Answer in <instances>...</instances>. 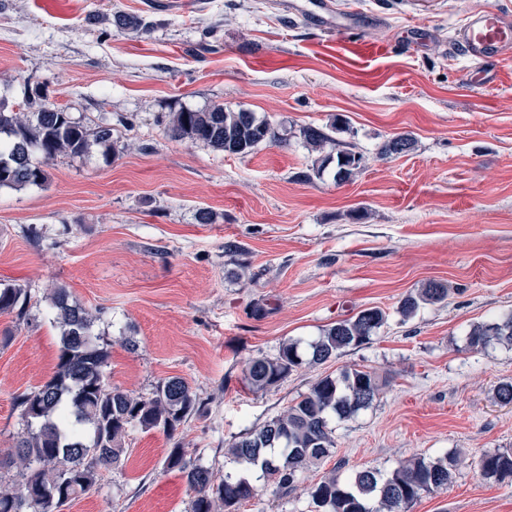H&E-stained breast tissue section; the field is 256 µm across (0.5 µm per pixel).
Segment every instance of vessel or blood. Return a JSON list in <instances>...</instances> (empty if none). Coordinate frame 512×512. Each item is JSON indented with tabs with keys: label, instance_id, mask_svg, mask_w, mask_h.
Instances as JSON below:
<instances>
[{
	"label": "vessel or blood",
	"instance_id": "obj_1",
	"mask_svg": "<svg viewBox=\"0 0 512 512\" xmlns=\"http://www.w3.org/2000/svg\"><path fill=\"white\" fill-rule=\"evenodd\" d=\"M292 9L319 29L327 28L336 17L331 0H297ZM459 42L466 56L476 62L511 55L512 17L499 11L479 13L462 29Z\"/></svg>",
	"mask_w": 512,
	"mask_h": 512
}]
</instances>
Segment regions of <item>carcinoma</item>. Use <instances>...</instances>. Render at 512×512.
I'll return each mask as SVG.
<instances>
[{"instance_id": "obj_1", "label": "carcinoma", "mask_w": 512, "mask_h": 512, "mask_svg": "<svg viewBox=\"0 0 512 512\" xmlns=\"http://www.w3.org/2000/svg\"><path fill=\"white\" fill-rule=\"evenodd\" d=\"M167 131L173 140L201 142L229 155H247L267 140L280 139L270 123L254 113L222 104L173 112ZM300 136L315 152L336 143V154L316 159L315 165L318 173L334 165L337 183L349 180L362 164V154L319 128L305 126ZM413 146L411 137L397 135L384 143L382 154L400 155ZM94 147L108 159L125 145L112 137L111 126L90 129L38 90L18 111L0 101V188L40 187L48 180L50 161L62 154L85 155ZM447 299L445 284L429 282L403 298L399 312L408 319L422 306ZM30 302L29 289L0 287L1 313L27 320ZM52 306L60 328L56 370L42 385L15 397L25 431L14 450L0 457V471L19 464L27 475L16 484L6 485L0 479V512H56L68 501L96 490L104 472L126 457L125 437L136 427L159 430L173 442L163 470L181 473L193 491L190 512H239L243 503L259 493L244 471H260L259 478L273 492L288 494L303 472L334 453L333 423L368 408L387 384L377 373L356 368L319 379L286 413L232 441L228 453L239 470L225 472L216 484L212 471L188 460L181 443L174 441L179 427L204 411L189 385L171 377L158 382L146 398L111 386L105 379L107 343L93 334V315L71 300L64 288L56 290ZM385 322L382 310L368 308L331 324L305 346L299 340L284 342L274 358H251L245 381L254 390H268L294 372L370 343ZM494 343L512 346V314L478 323L468 332L471 348ZM461 463L456 451L436 457L415 455L386 472L365 469L344 477L328 476L311 485L308 494L315 512H409L422 495L452 484ZM477 468L484 480H512V449L485 452Z\"/></svg>"}]
</instances>
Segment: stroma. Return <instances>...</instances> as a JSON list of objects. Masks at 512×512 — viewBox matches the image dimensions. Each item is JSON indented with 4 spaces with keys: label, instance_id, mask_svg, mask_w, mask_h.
Wrapping results in <instances>:
<instances>
[{
    "label": "stroma",
    "instance_id": "stroma-1",
    "mask_svg": "<svg viewBox=\"0 0 512 512\" xmlns=\"http://www.w3.org/2000/svg\"><path fill=\"white\" fill-rule=\"evenodd\" d=\"M354 25L327 33L280 0H0V98L42 89L127 149L50 163L42 189L0 190V283L31 291L29 321L0 313V452L24 429L17 394L48 380L59 330L51 294L100 311L106 380L137 396L179 377L207 412L182 426L188 458L223 478L235 437L283 413L346 367L389 379L373 404L337 423L333 455L285 497L263 491L240 512H312L307 493L333 468L394 467L461 449L447 489L411 512H512V482L483 480V452L512 448V347L466 345L472 325L512 312V57L472 63L458 46L471 16L512 0H334ZM151 21L120 28L115 13ZM221 103L267 119L287 141L247 156L170 139L183 107ZM345 120L365 157L350 181L315 176L299 130ZM413 150L382 156L393 135ZM213 213L199 223L200 210ZM445 302L411 319L400 300L427 282ZM376 307L366 345L249 389L247 361L311 341ZM124 466L60 512H190L169 440L130 431Z\"/></svg>",
    "mask_w": 512,
    "mask_h": 512
}]
</instances>
